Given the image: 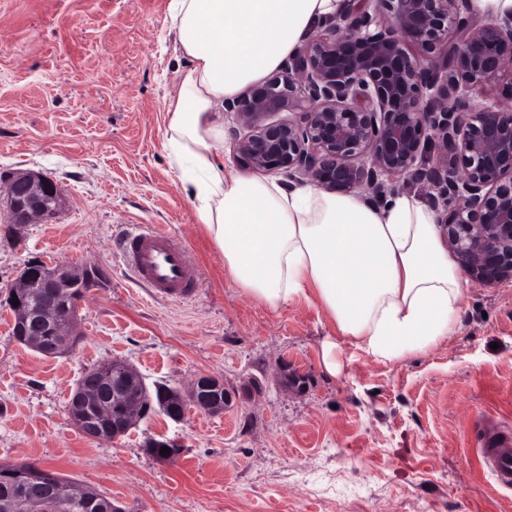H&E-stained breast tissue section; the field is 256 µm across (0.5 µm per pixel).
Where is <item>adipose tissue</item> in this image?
Listing matches in <instances>:
<instances>
[{
	"label": "adipose tissue",
	"mask_w": 512,
	"mask_h": 512,
	"mask_svg": "<svg viewBox=\"0 0 512 512\" xmlns=\"http://www.w3.org/2000/svg\"><path fill=\"white\" fill-rule=\"evenodd\" d=\"M342 3L168 0L186 65L167 105L164 148L244 295L273 310L316 296L342 335L392 363L453 336L468 287L431 203L229 178L220 158L225 100L281 67Z\"/></svg>",
	"instance_id": "ef3b65f1"
}]
</instances>
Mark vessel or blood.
Listing matches in <instances>:
<instances>
[{
	"mask_svg": "<svg viewBox=\"0 0 512 512\" xmlns=\"http://www.w3.org/2000/svg\"><path fill=\"white\" fill-rule=\"evenodd\" d=\"M117 249L137 283L172 298L191 296L201 279L188 251L150 224L133 226ZM481 453L495 483L512 488V432L484 426Z\"/></svg>",
	"mask_w": 512,
	"mask_h": 512,
	"instance_id": "vessel-or-blood-1",
	"label": "vessel or blood"
}]
</instances>
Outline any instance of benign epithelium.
<instances>
[{
    "label": "benign epithelium",
    "instance_id": "benign-epithelium-1",
    "mask_svg": "<svg viewBox=\"0 0 512 512\" xmlns=\"http://www.w3.org/2000/svg\"><path fill=\"white\" fill-rule=\"evenodd\" d=\"M506 73L511 18L482 22L469 0H344L281 71L224 110L248 129L238 161L252 171L373 197L400 182L430 183L445 243L472 280L490 286L512 279V96L487 94ZM279 112L291 118L263 122ZM0 188V210L18 232L51 223L65 204L39 172L3 173ZM106 282L95 263L27 262L11 286L19 341L49 357L68 353L79 341L81 302ZM61 288L74 293L64 307ZM220 386L201 376L181 398L210 412L205 392ZM113 409L128 426L166 411L120 379L98 405L102 418Z\"/></svg>",
    "mask_w": 512,
    "mask_h": 512
}]
</instances>
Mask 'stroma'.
Here are the masks:
<instances>
[{"label": "stroma", "mask_w": 512, "mask_h": 512, "mask_svg": "<svg viewBox=\"0 0 512 512\" xmlns=\"http://www.w3.org/2000/svg\"><path fill=\"white\" fill-rule=\"evenodd\" d=\"M168 0H0V172L50 176L66 203L22 234L0 220V463L32 462L123 512H512L475 427L512 428V281L470 283L455 336L382 363L315 300L271 311L224 274L164 150L179 89ZM158 226L202 273L192 299L134 282L113 242ZM91 261L109 275L79 310L82 340L45 357L13 336L8 291L25 264ZM120 359L146 384L199 376L263 392L182 422L158 414L111 441L82 434L67 399L85 369ZM287 360L299 384L282 386ZM180 439L161 462L153 439Z\"/></svg>", "instance_id": "1"}]
</instances>
